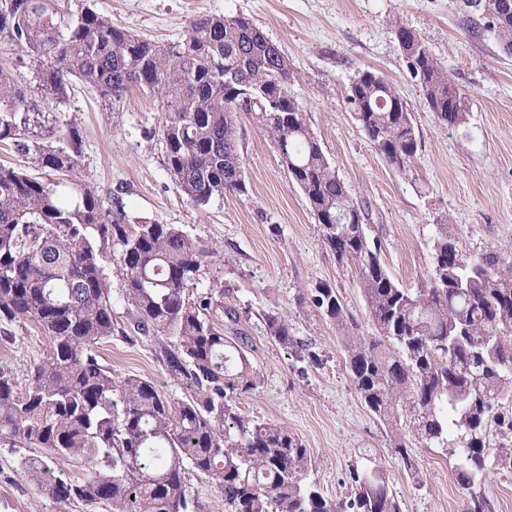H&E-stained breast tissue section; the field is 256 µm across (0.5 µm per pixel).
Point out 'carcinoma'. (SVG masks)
<instances>
[{
    "instance_id": "cac0c4a2",
    "label": "carcinoma",
    "mask_w": 512,
    "mask_h": 512,
    "mask_svg": "<svg viewBox=\"0 0 512 512\" xmlns=\"http://www.w3.org/2000/svg\"><path fill=\"white\" fill-rule=\"evenodd\" d=\"M478 28L512 51V16L493 19L492 0H464ZM0 40L28 58L36 84L0 67V141L34 157L52 176L33 177L0 165V322L34 321L46 339L24 392L0 369V439L33 454L23 476L66 512L72 504L107 512H204L191 487L213 486L222 512H399L376 471H350L348 499L336 501L309 479L311 453L288 428L251 420L237 400L256 390L258 374L242 342L224 338L211 317L224 289L194 297L202 267L219 251L174 224L131 223L124 204L105 208L77 169L82 137L60 129L41 99L66 103L78 80L117 106L138 89L167 112L161 127L165 165L198 207L225 195L249 196L241 114L260 123L280 165L306 198L323 241L340 264L353 262L372 336L336 290L306 292L336 326L346 368L370 412L387 426L409 419L412 433L452 460L469 489L512 448L486 446L488 423L512 435V415L496 412L512 390V266L489 252L461 257L448 225H437L427 287L396 282L369 237V213L350 198L302 105L290 95V61L244 16L197 17L187 38L143 39L83 6L59 0H0ZM426 109L449 127L467 123L464 95L426 48L407 65ZM348 103L369 143L399 174L413 173L414 113L382 76L364 71ZM119 246V254L111 248ZM124 281L130 328L158 340L159 357L184 396L162 394L143 377L112 376L97 346L118 330L105 263ZM268 334L296 343L288 321L265 316ZM59 458L84 467V478L53 476Z\"/></svg>"
}]
</instances>
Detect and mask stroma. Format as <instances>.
Returning a JSON list of instances; mask_svg holds the SVG:
<instances>
[{
  "mask_svg": "<svg viewBox=\"0 0 512 512\" xmlns=\"http://www.w3.org/2000/svg\"><path fill=\"white\" fill-rule=\"evenodd\" d=\"M71 10L90 4L117 25L142 37L185 39L194 17H247L288 57L296 74L290 91L350 197L369 213L368 233L380 238L382 259L403 287H423L438 225L448 227L468 258L512 252V55L495 37L476 30L462 0H67ZM412 31L444 64L464 93L469 117L460 128L427 112L410 77L395 32ZM386 78L416 115L417 160L403 177L366 139L346 101L358 72ZM60 123H76L83 138L80 177L93 185L104 207L122 201L130 216L174 224L219 247L223 258L207 264L198 286L224 290L216 321L229 340H241L260 384L243 397L245 415L288 427L312 457L310 478L340 499L350 495L353 468L385 477L400 512H462L470 494L486 497L493 512H512V474L488 469L472 489L454 479L448 458L413 435L404 441L414 460L406 469L395 455L393 429L361 402L346 369L334 325L305 296L327 284L336 289L358 323L374 328L358 287L359 268L338 263L324 244L309 205L279 164L265 130L243 116L241 153L249 198L225 196L206 207L182 193L165 166L159 132L166 115L140 91L119 107L73 82ZM238 320L229 322L225 312ZM287 317L298 344L280 345L267 333L265 316ZM0 366L18 383L39 362L44 336L30 320L0 323ZM114 377L138 375L157 389L182 396L157 354L154 339L120 334L98 346ZM316 353L317 361L306 359ZM24 451L0 443V512H56L18 469Z\"/></svg>",
  "mask_w": 512,
  "mask_h": 512,
  "instance_id": "obj_1",
  "label": "stroma"
}]
</instances>
